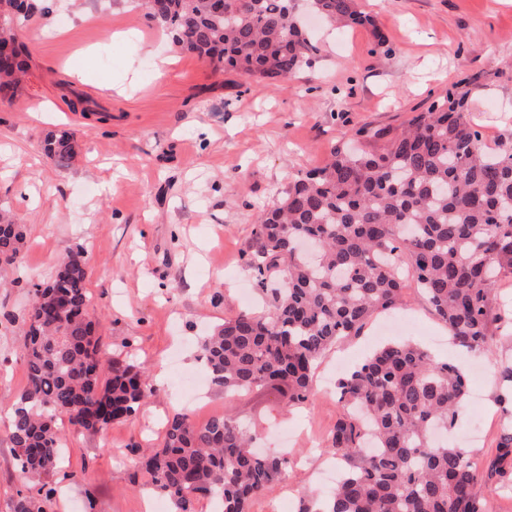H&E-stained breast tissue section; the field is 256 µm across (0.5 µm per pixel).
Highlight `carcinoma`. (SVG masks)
<instances>
[{"label":"carcinoma","instance_id":"1","mask_svg":"<svg viewBox=\"0 0 512 512\" xmlns=\"http://www.w3.org/2000/svg\"><path fill=\"white\" fill-rule=\"evenodd\" d=\"M293 0H136L179 50L248 77L290 79L319 48L298 25ZM332 26L372 23L355 0H310ZM29 0H0V98L12 99L27 71L14 20ZM477 85L462 79L377 151L348 143L288 186L256 217L248 265L258 285L278 281L274 304L242 312L197 341L212 382L232 396L272 386L301 407L325 353L391 312L408 288L421 290L462 350L492 354L512 336L497 307V284L512 278V142L489 149L465 118ZM59 166L77 155L74 134L44 139ZM22 225L0 211V269L22 262ZM84 249L69 251L48 286L29 290L22 353L27 384L8 409L16 467L45 492H17L13 512H50L48 479L65 462L55 426L65 416L79 433L105 432L155 395L145 368L101 348L89 317ZM501 399L512 402V362L497 367ZM468 380L427 351L394 343L376 349L337 382L343 408L324 452L345 465L327 495L306 491L298 512H485L478 487L512 479V423L487 464L434 439L455 426ZM256 429L231 412L199 424L181 412L167 420L160 447L134 450L135 464L172 504L191 512L200 498L221 512H249L281 479L288 460L252 448Z\"/></svg>","mask_w":512,"mask_h":512}]
</instances>
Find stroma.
Wrapping results in <instances>:
<instances>
[{
    "label": "stroma",
    "instance_id": "obj_1",
    "mask_svg": "<svg viewBox=\"0 0 512 512\" xmlns=\"http://www.w3.org/2000/svg\"><path fill=\"white\" fill-rule=\"evenodd\" d=\"M374 25L332 27L307 21L322 52L294 78L259 80L217 72L177 50L130 0H45L27 22L30 67L11 101L0 100V209L26 228L23 265L0 270V402L26 385L20 352L26 284L48 281L60 257L83 245L87 288L104 346L131 354L159 384L134 417L105 433L58 423L66 464L52 512H145L167 499L134 473L130 444L159 446L168 415L202 423L230 409L254 422L257 447L288 456V473L251 512H298L301 489L323 485L336 463L322 451L342 408L337 370H351L378 344L374 326L333 348L318 369L304 409L288 412L264 388L226 397L205 384L184 391L181 375L199 371L197 336L272 298L259 294L244 254L257 213L289 184L323 166L331 148L366 130L396 133L462 78L479 88L467 119L488 146L512 140V0H357ZM174 57L164 77L156 61ZM97 102L89 117L75 94ZM80 150L68 168L43 151L60 126ZM405 340L440 361L470 370L469 396L452 433L488 461L504 425L496 402V356L460 352L416 289L407 292ZM483 434L467 442L473 423ZM0 413V512L23 487Z\"/></svg>",
    "mask_w": 512,
    "mask_h": 512
}]
</instances>
